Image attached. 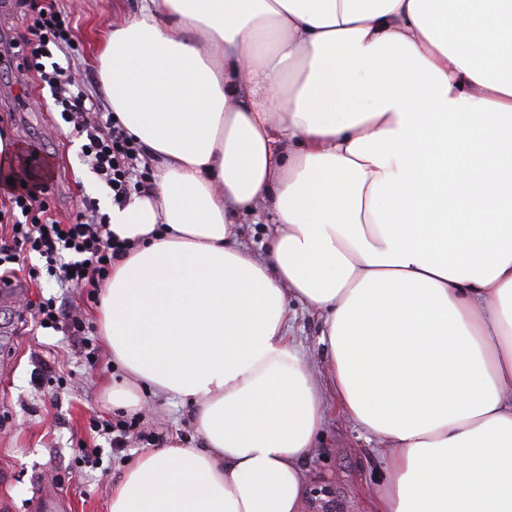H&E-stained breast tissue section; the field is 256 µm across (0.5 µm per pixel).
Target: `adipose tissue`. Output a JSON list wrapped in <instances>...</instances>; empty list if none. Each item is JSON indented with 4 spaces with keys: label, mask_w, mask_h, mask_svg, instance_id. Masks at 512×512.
I'll return each instance as SVG.
<instances>
[{
    "label": "adipose tissue",
    "mask_w": 512,
    "mask_h": 512,
    "mask_svg": "<svg viewBox=\"0 0 512 512\" xmlns=\"http://www.w3.org/2000/svg\"><path fill=\"white\" fill-rule=\"evenodd\" d=\"M97 70L155 168L111 208L109 399L177 395L204 440L109 512H319L335 409L385 450L370 512H512V0H138ZM260 208L258 256L232 225ZM296 311V318L291 322L293 335L297 342L308 352V364L318 373L323 370L324 347L319 344L322 319L312 309L292 304L291 311Z\"/></svg>",
    "instance_id": "obj_1"
}]
</instances>
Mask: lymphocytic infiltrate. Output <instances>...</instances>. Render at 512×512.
Wrapping results in <instances>:
<instances>
[{
	"label": "lymphocytic infiltrate",
	"instance_id": "obj_1",
	"mask_svg": "<svg viewBox=\"0 0 512 512\" xmlns=\"http://www.w3.org/2000/svg\"><path fill=\"white\" fill-rule=\"evenodd\" d=\"M37 43L31 66L48 86L66 122L82 137L81 156L112 193V201L125 205L131 198V180L136 173L140 149L114 118L90 119L88 95L71 76V29L56 10L46 9L34 17ZM46 186L23 187L13 203L24 216L13 219L10 238L0 237V267L15 263L21 254L37 253L46 261L48 273L76 288L105 279L124 250L123 241L112 234L105 217L78 213L72 223L53 218L44 203Z\"/></svg>",
	"mask_w": 512,
	"mask_h": 512
}]
</instances>
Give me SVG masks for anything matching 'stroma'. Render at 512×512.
<instances>
[{
  "label": "stroma",
  "instance_id": "obj_1",
  "mask_svg": "<svg viewBox=\"0 0 512 512\" xmlns=\"http://www.w3.org/2000/svg\"><path fill=\"white\" fill-rule=\"evenodd\" d=\"M60 10L71 20L73 76L84 85L97 111H109L96 68L94 32L108 28L117 0H7L0 8V135L17 145L25 164L33 170L50 166L47 181L50 205L58 220H74L84 198L102 199L106 185L80 159L81 138L61 116L48 89L28 72L29 50L36 42L32 17L43 7ZM43 266L31 254L27 266L18 267L19 288L0 301V512H33L42 481L58 482L61 512H109L112 488L128 466L150 444L165 447L180 441L200 448L204 442L192 422L190 406L173 396L158 397L141 390L140 428L127 438L124 449L111 452L107 441L91 426L111 417L108 393L122 372L101 347L98 303L87 289L58 287L55 278L33 279L28 265ZM62 298L64 316H77L88 337L99 348L96 363H87L67 337L35 322L38 304L49 296ZM292 332L308 354L313 371H322V320L312 309L296 306ZM100 448L95 466L84 464L81 451ZM379 449L345 418L331 414L326 421L323 449L310 461L311 494L324 497L329 512H367L368 500L382 472Z\"/></svg>",
  "mask_w": 512,
  "mask_h": 512
}]
</instances>
